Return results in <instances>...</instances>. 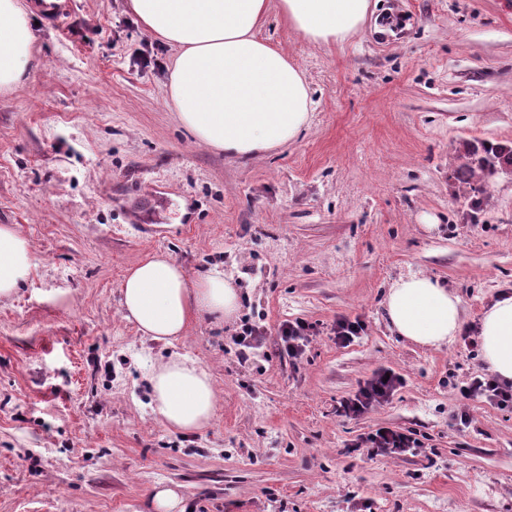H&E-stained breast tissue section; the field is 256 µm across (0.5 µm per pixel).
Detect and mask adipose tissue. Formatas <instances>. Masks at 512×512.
Instances as JSON below:
<instances>
[{
	"label": "adipose tissue",
	"mask_w": 512,
	"mask_h": 512,
	"mask_svg": "<svg viewBox=\"0 0 512 512\" xmlns=\"http://www.w3.org/2000/svg\"><path fill=\"white\" fill-rule=\"evenodd\" d=\"M269 0H127L143 28L176 50L167 101L195 139L230 158H249L294 142L310 120L313 101L303 70L258 36ZM370 0H278L288 27L314 44L342 43L362 29ZM29 10L0 0V92L26 75L34 57ZM36 259L15 225H0V298L13 295ZM124 319L142 336L169 344L208 315L231 320L238 292L223 272L189 279L165 254L132 267L120 290ZM385 309L397 335L423 347L451 341L463 325L460 297L438 281L412 274L389 290ZM483 362L512 381V296L492 302L478 326ZM152 403L177 432H195L212 420L218 402L211 373L175 353L149 377Z\"/></svg>",
	"instance_id": "1"
}]
</instances>
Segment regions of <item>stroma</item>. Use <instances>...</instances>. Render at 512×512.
<instances>
[{
	"instance_id": "35a3bbf8",
	"label": "stroma",
	"mask_w": 512,
	"mask_h": 512,
	"mask_svg": "<svg viewBox=\"0 0 512 512\" xmlns=\"http://www.w3.org/2000/svg\"><path fill=\"white\" fill-rule=\"evenodd\" d=\"M372 2L332 45L270 6L259 34L316 105L296 141L243 160L179 122L175 51L125 0H76L61 27L35 26V68L0 93V224L36 257L0 298V512H149L171 482L185 512H512V410L456 391L485 373L478 349L402 339L383 306L410 273L458 293L468 325L512 293V176L477 197L456 174L463 141L512 142V0ZM161 252L192 279L223 272L237 319L197 320L171 347L142 338L119 290ZM341 317L366 336L337 345ZM295 318L313 326L300 362L273 345L237 362L242 322L273 337ZM174 351L213 377L203 430L152 410L150 369ZM380 368L403 386L338 415ZM381 427L415 432L421 454L355 447Z\"/></svg>"
}]
</instances>
